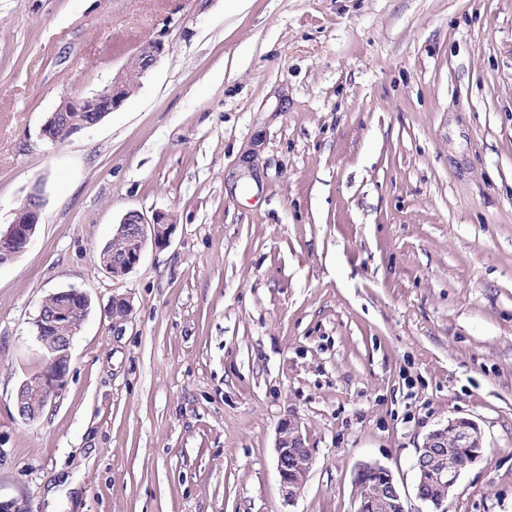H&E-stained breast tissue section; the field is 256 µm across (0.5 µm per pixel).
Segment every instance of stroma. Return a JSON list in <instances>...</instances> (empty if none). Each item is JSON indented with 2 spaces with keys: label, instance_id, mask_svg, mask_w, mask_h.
I'll use <instances>...</instances> for the list:
<instances>
[{
  "label": "stroma",
  "instance_id": "stroma-1",
  "mask_svg": "<svg viewBox=\"0 0 512 512\" xmlns=\"http://www.w3.org/2000/svg\"><path fill=\"white\" fill-rule=\"evenodd\" d=\"M154 40L121 107L41 138ZM36 186L0 266V496L281 512L294 414L315 461L293 512H356L364 462L431 512L418 451L464 417L485 451L446 512H512V0H0V227ZM131 209L176 231L115 279L99 251ZM69 287L91 310L28 423L33 321ZM30 203L19 209L14 221L5 229H0V266L8 264L20 256L32 242L40 224L43 198L38 189L27 196Z\"/></svg>",
  "mask_w": 512,
  "mask_h": 512
}]
</instances>
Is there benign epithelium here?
<instances>
[{
	"label": "benign epithelium",
	"instance_id": "7a95c632",
	"mask_svg": "<svg viewBox=\"0 0 512 512\" xmlns=\"http://www.w3.org/2000/svg\"><path fill=\"white\" fill-rule=\"evenodd\" d=\"M164 52V43L154 41L141 47L131 56V60H144L140 75H145L155 66ZM132 94L128 85V67L119 69L101 89L81 97L64 96L55 110L41 127V137L51 144L97 126L110 112L121 106ZM70 112H93L90 121L75 126L68 117ZM30 202L18 210L14 221L5 229H0V266L8 264L20 256L32 242L40 224L43 198L39 190L28 194ZM175 225L159 214L147 219L140 211H128L118 223L115 232L124 235L132 242V248L119 262L113 263L108 257L100 258L101 267L114 278L129 274L140 262L148 246L165 248L171 242ZM90 308L87 293L77 288H66L49 294L41 303L33 327L43 351L45 365L34 375L36 384L43 395L40 405L29 407L26 397L31 387L23 381L15 391V405L19 416L27 422L38 420L46 408L60 397L71 360L73 337L51 336L49 330L58 325L82 321ZM454 447L463 448L470 455V463L482 457V436L477 424L467 418L451 420L447 425L428 434L415 463L417 485L433 481L439 488V495L428 502L435 506L434 512H447L442 505L458 482L463 469L458 468L442 449L448 442ZM276 470L279 476L283 504L291 506L300 496L306 478L314 462L313 449L306 445V438L300 419L290 414L277 427ZM358 498L372 497L376 509L388 504L394 512H407L405 502L391 472L376 463L360 465L355 477Z\"/></svg>",
	"mask_w": 512,
	"mask_h": 512
}]
</instances>
